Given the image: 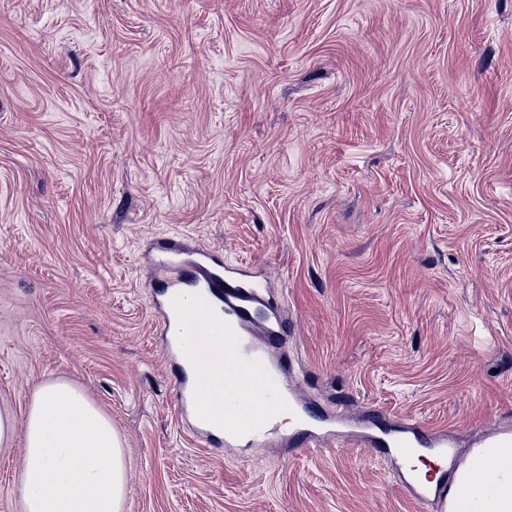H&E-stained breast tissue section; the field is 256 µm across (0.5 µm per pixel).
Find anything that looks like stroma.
<instances>
[{
    "label": "stroma",
    "instance_id": "1",
    "mask_svg": "<svg viewBox=\"0 0 512 512\" xmlns=\"http://www.w3.org/2000/svg\"><path fill=\"white\" fill-rule=\"evenodd\" d=\"M167 243L269 282L300 403L512 430V0H0V406L83 389L126 512H421L377 449L186 428Z\"/></svg>",
    "mask_w": 512,
    "mask_h": 512
}]
</instances>
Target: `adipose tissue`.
<instances>
[{
    "mask_svg": "<svg viewBox=\"0 0 512 512\" xmlns=\"http://www.w3.org/2000/svg\"><path fill=\"white\" fill-rule=\"evenodd\" d=\"M22 439V512H126L124 441L79 388L44 382L24 418L0 407V450Z\"/></svg>",
    "mask_w": 512,
    "mask_h": 512,
    "instance_id": "adipose-tissue-1",
    "label": "adipose tissue"
}]
</instances>
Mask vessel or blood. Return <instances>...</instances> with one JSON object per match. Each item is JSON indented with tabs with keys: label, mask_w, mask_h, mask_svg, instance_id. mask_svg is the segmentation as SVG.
<instances>
[{
	"label": "vessel or blood",
	"mask_w": 512,
	"mask_h": 512,
	"mask_svg": "<svg viewBox=\"0 0 512 512\" xmlns=\"http://www.w3.org/2000/svg\"><path fill=\"white\" fill-rule=\"evenodd\" d=\"M264 284L244 268L229 267L215 255L205 252L182 267L180 274L167 281L156 299L169 350L178 364L200 359L202 344L215 329H223L234 339L224 355L222 374L198 375L178 386L182 409H191L198 390L212 383L224 387V412L233 426L248 431L253 440L264 438L270 425L253 422V404L262 402L275 410L286 405L288 372L286 361L271 359L269 347L279 343L285 332L283 320L266 308ZM364 448H388L404 465L403 478L412 495L433 512H474L475 488L483 481L480 468L443 470L428 482L416 476L414 461L421 447L448 448V433L427 430L411 422L381 428L370 420L355 439ZM512 446V432L501 431L476 442V453L495 461L499 449Z\"/></svg>",
	"instance_id": "1"
}]
</instances>
